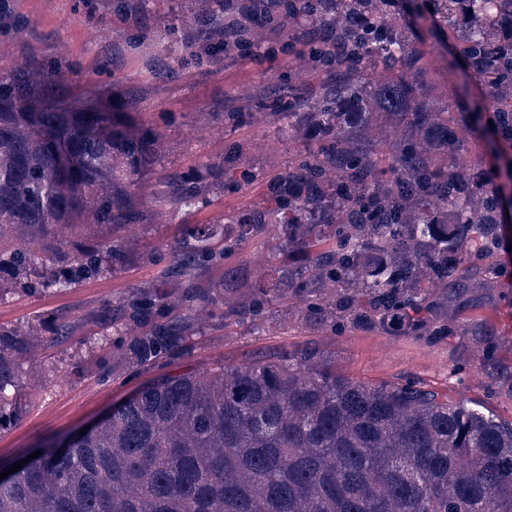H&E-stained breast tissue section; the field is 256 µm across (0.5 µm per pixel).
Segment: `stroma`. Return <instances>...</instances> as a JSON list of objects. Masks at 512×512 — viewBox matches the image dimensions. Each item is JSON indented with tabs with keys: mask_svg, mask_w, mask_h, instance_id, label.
I'll return each instance as SVG.
<instances>
[{
	"mask_svg": "<svg viewBox=\"0 0 512 512\" xmlns=\"http://www.w3.org/2000/svg\"><path fill=\"white\" fill-rule=\"evenodd\" d=\"M21 2L28 12L33 13L36 28L28 42L19 44V51L32 48L47 53L56 44H66L75 66L70 76L74 89L106 87L115 80L144 78V71L130 59L110 73L97 69L101 44L89 40L87 21L97 19L104 34L112 32V18L100 9L99 0H54V10L46 13L40 12L39 0ZM282 36L281 29L272 30L268 40L271 53H261L244 61L225 62L223 69L218 71L191 68L182 78L160 84L145 110L151 124L166 129L169 150L162 160L163 166L193 173L201 161L222 158L228 144L244 145L264 136L272 142L275 151L252 156L250 168L260 174L272 166L287 168L293 151L280 140L277 127H260L244 116L226 124L223 131L208 139L191 141L185 137L187 125L199 119L202 113L217 112L229 106L242 86L287 78L288 65L283 55L274 51ZM263 190L259 180L240 189L224 188L195 211L177 214L171 224L147 227L143 235L150 245L169 251L181 225L201 224L214 213L250 204L260 198ZM153 273L149 261L138 256L115 274L86 281L66 293L16 294L0 301V323L45 321L58 312L84 314L103 302L118 298L124 289L149 282ZM501 283L502 287L493 299L468 303L463 318L466 322L492 328L497 335L507 336L512 334V263L503 266ZM307 340V334L297 328L262 334L239 326L224 335L216 333L198 338L186 363L205 369L219 360L236 362L252 354L296 347ZM326 344L336 357L337 370L351 378L367 384L411 379L429 389L460 394L481 402L502 422L512 423L511 394L492 389L477 373L458 371V364L471 353L469 337L456 336L431 346L404 336L350 330L327 339ZM88 352V346L71 340L56 347L45 346L28 365L29 378L37 384L33 393L35 401L15 425L0 431V473L45 448L53 439L64 437L109 414L114 406L138 389L141 380L137 377L104 386L91 376L70 375L67 371L70 358L84 357Z\"/></svg>",
	"mask_w": 512,
	"mask_h": 512,
	"instance_id": "stroma-1",
	"label": "stroma"
}]
</instances>
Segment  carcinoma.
I'll list each match as a JSON object with an SVG mask.
<instances>
[{
  "instance_id": "1",
  "label": "carcinoma",
  "mask_w": 512,
  "mask_h": 512,
  "mask_svg": "<svg viewBox=\"0 0 512 512\" xmlns=\"http://www.w3.org/2000/svg\"><path fill=\"white\" fill-rule=\"evenodd\" d=\"M121 18L151 0H118ZM453 56L461 96L439 92L411 20ZM291 39L288 81L248 86L227 117L282 123L299 149L242 214L184 225L151 282L82 316L52 318L49 342L89 325L106 348L83 363L107 384L156 372L76 437L0 481V512H512V424L484 405L405 380L336 370L318 342L172 372L198 336L279 325L439 344L472 337L489 382L512 393L500 337L467 327L468 299L501 286L512 212V0H191L172 56L145 32L133 60L156 82L219 68L271 24ZM0 40V301L65 292L122 269L147 224H168L224 183L254 179L243 148L187 177L162 166L164 133L143 84L72 95L67 49L16 55L30 23ZM124 49L104 41L97 65ZM490 125L496 168L467 161ZM249 256L239 257L246 247ZM44 324L0 325V430L17 422Z\"/></svg>"
}]
</instances>
